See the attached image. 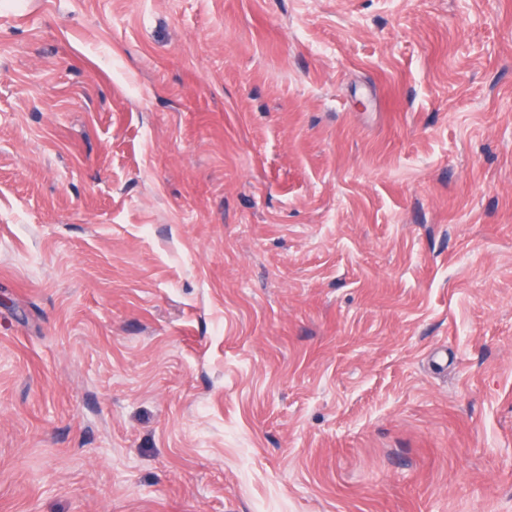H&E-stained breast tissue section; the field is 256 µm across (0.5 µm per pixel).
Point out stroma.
I'll return each mask as SVG.
<instances>
[{
  "instance_id": "stroma-1",
  "label": "stroma",
  "mask_w": 512,
  "mask_h": 512,
  "mask_svg": "<svg viewBox=\"0 0 512 512\" xmlns=\"http://www.w3.org/2000/svg\"><path fill=\"white\" fill-rule=\"evenodd\" d=\"M0 512H512V0L0 6Z\"/></svg>"
}]
</instances>
